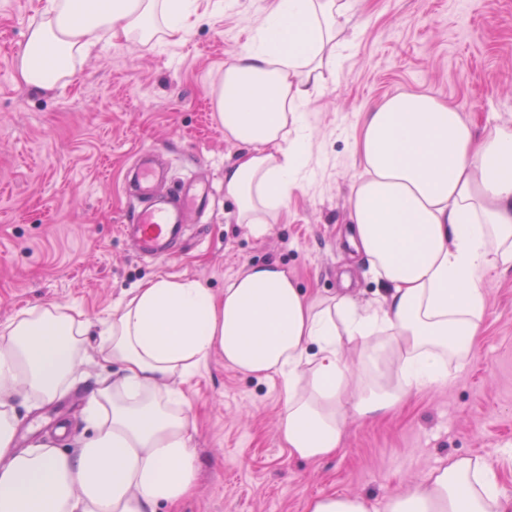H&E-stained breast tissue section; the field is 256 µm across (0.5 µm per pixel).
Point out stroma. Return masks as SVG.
I'll return each instance as SVG.
<instances>
[{
	"label": "stroma",
	"instance_id": "obj_1",
	"mask_svg": "<svg viewBox=\"0 0 512 512\" xmlns=\"http://www.w3.org/2000/svg\"><path fill=\"white\" fill-rule=\"evenodd\" d=\"M274 2L197 0L200 19L181 44H102L76 61L68 84L44 93L17 71L43 0H0V324L51 304L96 321L165 274L220 295L249 265L270 261L305 294L376 298L380 285L345 236L363 115L408 91L448 102L479 129L512 124V0H354L341 63L303 108L304 178L257 237L224 195L239 148L225 139L210 92ZM143 147L160 148L174 178L214 186L207 213L164 260L141 257L119 232L130 209L124 171ZM484 287L486 316L466 358L449 359L447 383L409 389L373 418L347 414L341 446L325 459L292 457L279 439L280 378L245 376L212 355L183 385L199 475L178 512H304L309 498L331 492L387 512L391 498L462 457L490 462L512 492V268ZM98 347L88 337L67 396L37 410L18 403L20 446L52 438L63 419L73 447L88 388L113 370Z\"/></svg>",
	"mask_w": 512,
	"mask_h": 512
}]
</instances>
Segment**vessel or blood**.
I'll list each match as a JSON object with an SVG mask.
<instances>
[{"instance_id":"vessel-or-blood-1","label":"vessel or blood","mask_w":512,"mask_h":512,"mask_svg":"<svg viewBox=\"0 0 512 512\" xmlns=\"http://www.w3.org/2000/svg\"><path fill=\"white\" fill-rule=\"evenodd\" d=\"M169 172L159 154L151 148L140 149L126 173L127 191L134 207L121 234L132 241L139 254L164 258L178 249L192 216L203 214L213 193L210 184L188 177L173 186L169 193L157 187Z\"/></svg>"}]
</instances>
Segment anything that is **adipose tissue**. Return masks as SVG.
Listing matches in <instances>:
<instances>
[{
	"label": "adipose tissue",
	"instance_id": "obj_1",
	"mask_svg": "<svg viewBox=\"0 0 512 512\" xmlns=\"http://www.w3.org/2000/svg\"><path fill=\"white\" fill-rule=\"evenodd\" d=\"M352 4L277 0L214 91L225 138L244 148L224 170V193L254 235L269 232L302 177L300 108L340 64ZM196 11V0H45L20 79L53 90L105 39L180 43ZM356 151L347 239L384 288L376 303L306 295L266 262L220 297L198 280L159 276L93 326L61 304L0 325V512L178 506L199 471L181 385L215 353L242 374L282 379L279 434L303 460L336 452L346 413L382 414L408 389L447 381L448 358L468 355L485 317L484 278L512 266V126L478 134L437 97L399 93L364 114ZM91 329L117 370L94 381L87 436L71 451L17 447L15 399L67 391ZM346 344L371 363L372 386L344 361ZM388 512H512V493L491 464L458 458Z\"/></svg>",
	"mask_w": 512,
	"mask_h": 512
}]
</instances>
